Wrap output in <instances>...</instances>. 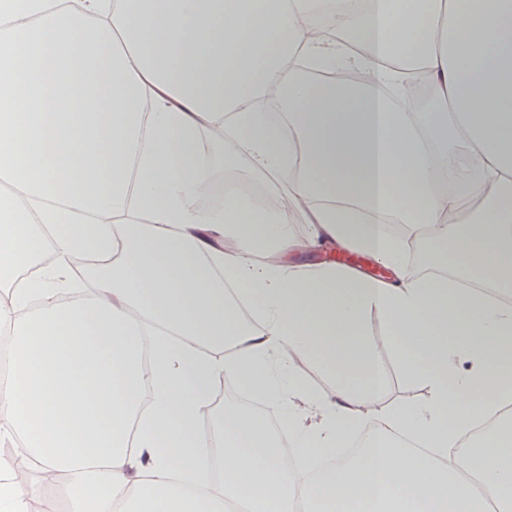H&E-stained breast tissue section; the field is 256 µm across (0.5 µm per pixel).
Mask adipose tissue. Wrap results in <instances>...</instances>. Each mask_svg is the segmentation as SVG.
Returning <instances> with one entry per match:
<instances>
[{
    "label": "adipose tissue",
    "mask_w": 512,
    "mask_h": 512,
    "mask_svg": "<svg viewBox=\"0 0 512 512\" xmlns=\"http://www.w3.org/2000/svg\"><path fill=\"white\" fill-rule=\"evenodd\" d=\"M329 11L341 40L313 36ZM331 65L366 79L304 73ZM408 81L424 109L389 95ZM205 131L224 150L203 167ZM224 171L271 205L200 206ZM1 176L0 415L69 512H512V453L453 452L479 423L512 437V305L487 294L512 289V0H0ZM299 214L393 280L289 267ZM423 239L432 271L408 275ZM88 253L95 290L67 297ZM374 312L424 400L385 405ZM225 376L288 423L292 471L251 410L206 432Z\"/></svg>",
    "instance_id": "obj_1"
}]
</instances>
